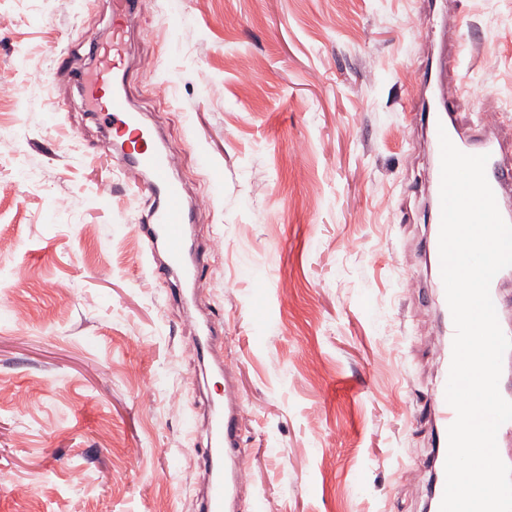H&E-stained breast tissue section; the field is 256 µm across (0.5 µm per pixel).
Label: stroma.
I'll use <instances>...</instances> for the list:
<instances>
[{"mask_svg":"<svg viewBox=\"0 0 512 512\" xmlns=\"http://www.w3.org/2000/svg\"><path fill=\"white\" fill-rule=\"evenodd\" d=\"M450 6L471 28L459 118L495 112L511 140L512 0ZM418 8L140 0L128 56L155 64L132 99L179 147L186 193L211 200L190 230L191 309L177 275L151 271L144 208L71 77L92 72L77 36L108 40L111 0H0V512H194L223 381L191 380V310L238 374L243 499L426 512L443 344L438 308L404 281L429 278L430 155L422 136L400 140L404 79L429 58L406 25ZM216 236L223 251L204 253Z\"/></svg>","mask_w":512,"mask_h":512,"instance_id":"35a3bbf8","label":"stroma"}]
</instances>
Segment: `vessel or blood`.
I'll list each match as a JSON object with an SVG mask.
<instances>
[{
  "mask_svg": "<svg viewBox=\"0 0 512 512\" xmlns=\"http://www.w3.org/2000/svg\"><path fill=\"white\" fill-rule=\"evenodd\" d=\"M138 0H112V46L96 65L93 83L86 92L99 106L107 127L115 130L118 140L113 145V158L130 175L134 199H146L150 207L139 226L150 250L151 259H162L167 269L180 273L183 280L195 282L197 261L188 252L189 226L199 210L196 201L187 200L176 173L178 148L157 142L154 133L143 123L128 92L132 71L142 70V62L133 66L123 63L125 36L138 19ZM431 0H421V7L409 20L413 30L431 31L432 58L428 69L415 71L406 78V96L413 108L404 119L403 132H423L431 156L430 188L427 220L430 233L424 248L432 278L422 283L407 278L408 292H432L442 319L445 347H452L455 326L441 277L439 234L441 225L440 133H447L452 143L469 155H488L487 180L495 195L499 212L512 223V150L505 147L495 133L497 121L484 115L469 127L460 126L455 102L457 91L448 81L450 72L461 63L464 44L463 17L457 14L430 22ZM512 267L499 271L490 285V295L502 331L512 337ZM198 356L211 371L224 379V394L208 406V445L199 467L204 476V490L196 503L197 512H238V497L246 487L244 449L241 424L244 418L243 398L234 368L223 356V339L208 321H201L193 338ZM448 371H441L430 398L431 422L435 452L429 512H440L444 495L447 456V431L456 418L447 403L445 391Z\"/></svg>",
  "mask_w": 512,
  "mask_h": 512,
  "instance_id": "b4317fda",
  "label": "vessel or blood"
}]
</instances>
